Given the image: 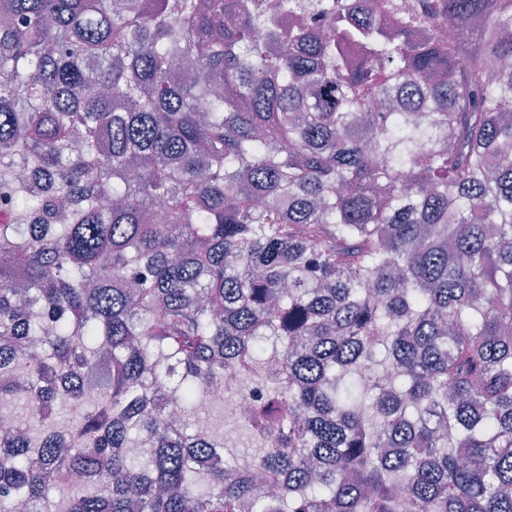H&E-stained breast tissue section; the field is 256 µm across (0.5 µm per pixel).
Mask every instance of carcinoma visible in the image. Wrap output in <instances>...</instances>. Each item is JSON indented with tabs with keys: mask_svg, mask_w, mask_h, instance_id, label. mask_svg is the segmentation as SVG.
<instances>
[{
	"mask_svg": "<svg viewBox=\"0 0 512 512\" xmlns=\"http://www.w3.org/2000/svg\"><path fill=\"white\" fill-rule=\"evenodd\" d=\"M511 100L512 0H0V501L512 512Z\"/></svg>",
	"mask_w": 512,
	"mask_h": 512,
	"instance_id": "obj_1",
	"label": "carcinoma"
}]
</instances>
